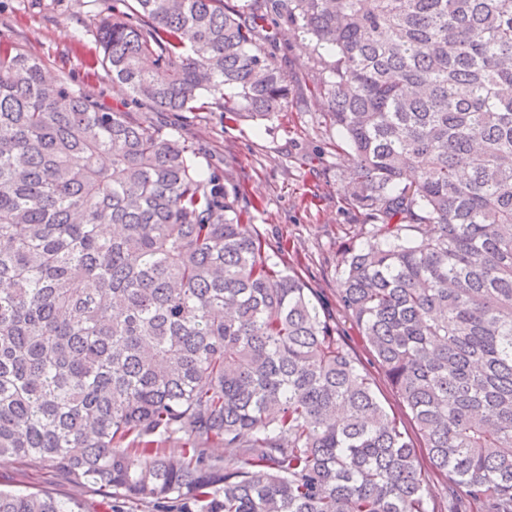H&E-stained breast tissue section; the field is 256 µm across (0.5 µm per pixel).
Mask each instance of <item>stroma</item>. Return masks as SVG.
Masks as SVG:
<instances>
[{"mask_svg": "<svg viewBox=\"0 0 512 512\" xmlns=\"http://www.w3.org/2000/svg\"><path fill=\"white\" fill-rule=\"evenodd\" d=\"M112 14V0H0V40L44 63L48 71L90 99L161 127L188 141L203 176L241 187L251 204L252 232L268 244L286 242L287 260L313 288L315 300L357 355L368 351L338 302L344 246L376 240L344 200L352 164L341 134L330 123L315 86L328 50L309 37L286 33L277 50L290 89L287 111L269 121L225 120L220 107L200 112H154L131 104L101 65L97 31ZM0 488L50 489L84 512H110L98 492L51 473L37 474L12 458L0 460Z\"/></svg>", "mask_w": 512, "mask_h": 512, "instance_id": "obj_1", "label": "stroma"}]
</instances>
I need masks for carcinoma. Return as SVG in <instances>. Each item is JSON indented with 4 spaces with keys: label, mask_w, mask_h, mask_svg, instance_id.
<instances>
[{
    "label": "carcinoma",
    "mask_w": 512,
    "mask_h": 512,
    "mask_svg": "<svg viewBox=\"0 0 512 512\" xmlns=\"http://www.w3.org/2000/svg\"><path fill=\"white\" fill-rule=\"evenodd\" d=\"M284 27L334 53L316 91L381 238L339 302L415 435L239 188L0 42V457L154 512H429L423 447L448 512H512V0H112L98 41L132 103L258 121Z\"/></svg>",
    "instance_id": "carcinoma-1"
}]
</instances>
